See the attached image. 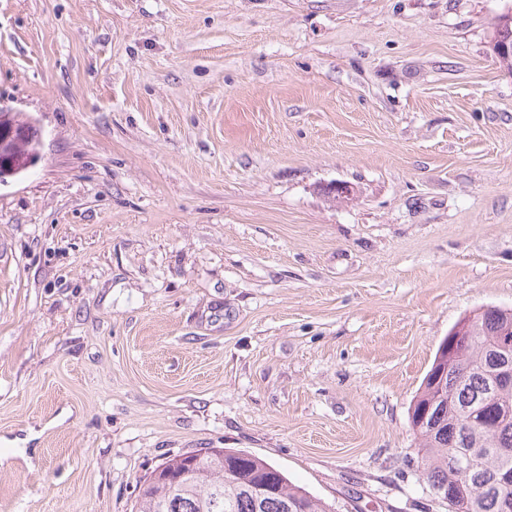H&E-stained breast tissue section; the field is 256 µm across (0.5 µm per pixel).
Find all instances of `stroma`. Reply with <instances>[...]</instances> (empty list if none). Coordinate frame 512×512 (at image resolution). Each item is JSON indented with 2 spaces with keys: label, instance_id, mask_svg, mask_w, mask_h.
I'll return each mask as SVG.
<instances>
[{
  "label": "stroma",
  "instance_id": "stroma-1",
  "mask_svg": "<svg viewBox=\"0 0 512 512\" xmlns=\"http://www.w3.org/2000/svg\"><path fill=\"white\" fill-rule=\"evenodd\" d=\"M511 8L0 0L37 131L0 184V512H132L205 448L333 512H448L409 411L512 308Z\"/></svg>",
  "mask_w": 512,
  "mask_h": 512
}]
</instances>
